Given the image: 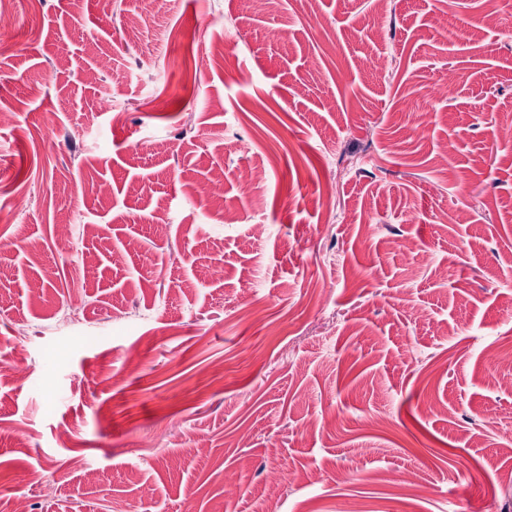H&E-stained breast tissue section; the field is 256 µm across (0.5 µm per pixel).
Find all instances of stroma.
Listing matches in <instances>:
<instances>
[{"instance_id": "obj_1", "label": "stroma", "mask_w": 512, "mask_h": 512, "mask_svg": "<svg viewBox=\"0 0 512 512\" xmlns=\"http://www.w3.org/2000/svg\"><path fill=\"white\" fill-rule=\"evenodd\" d=\"M1 113L0 499L512 512V0H0Z\"/></svg>"}]
</instances>
